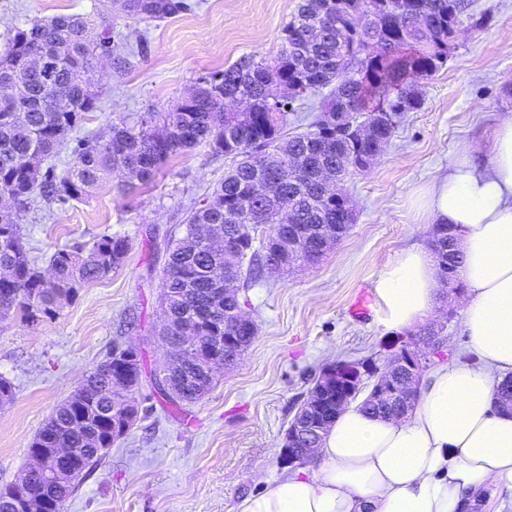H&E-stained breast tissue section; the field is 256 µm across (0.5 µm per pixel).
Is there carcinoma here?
I'll list each match as a JSON object with an SVG mask.
<instances>
[{
  "instance_id": "cac0c4a2",
  "label": "carcinoma",
  "mask_w": 512,
  "mask_h": 512,
  "mask_svg": "<svg viewBox=\"0 0 512 512\" xmlns=\"http://www.w3.org/2000/svg\"><path fill=\"white\" fill-rule=\"evenodd\" d=\"M471 0H302L297 13L281 30V46L271 59L246 56L204 79L181 103L167 112H145L130 123H112L109 137L76 139L73 163L55 171L57 149L79 130L82 116L96 109L98 94L86 75L110 42L99 33L103 13L59 14L18 28L0 50V84H20L19 97H0V215L17 214L34 197L61 204L88 199L112 175L122 186L147 185L179 152L206 144L231 159L224 179L203 205L185 218L183 236L167 245L162 278V302L170 318L171 341L180 333L201 336L204 342L193 363H181L174 376L183 402L201 400L214 386L198 385L201 367L224 360V350H210L215 336L241 337L243 354L256 328L237 325L238 294L215 295V278L249 284L261 279L266 262L281 268L315 263L319 253L317 229L322 224H343L350 230L355 216L338 199L324 195L322 180L329 174L342 181L350 168L341 158L352 154L365 162L384 150L405 112L421 106L418 80L437 72L448 59V47L461 15ZM128 7L148 18L172 13L169 0H130ZM317 22L321 32L311 37ZM36 54L48 59L47 74L31 72L25 59ZM330 89L324 112H339L338 127L324 132L318 122L293 136L286 133L295 97ZM248 102L243 112L224 110V98ZM363 122L377 126L376 139L363 142L350 130ZM36 153L45 166L31 170L25 158ZM304 157L299 170L292 168ZM267 193H252L256 179ZM302 233L304 243L290 248L273 236L283 223V211ZM216 225L232 246L230 254L212 248L198 227ZM129 250L122 236L103 235L92 247L63 246L49 259L53 279L44 281L30 260L19 224L0 222V316L15 314L28 324L51 316L65 301L75 298L81 284L102 279L121 266ZM441 274L459 269L463 255L443 239L431 244ZM116 353L88 372L74 400L61 404L41 427L31 446L76 448L71 481L62 490L40 480L29 493L54 503L62 512L77 480L106 457L132 427L138 416L128 413L126 389H113ZM346 403L327 391L324 405L300 407L319 419L329 409L338 415ZM364 412L375 417H400L407 409L397 404L361 401ZM81 418L77 434L71 422Z\"/></svg>"
}]
</instances>
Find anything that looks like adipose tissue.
I'll return each mask as SVG.
<instances>
[{
	"label": "adipose tissue",
	"instance_id": "obj_1",
	"mask_svg": "<svg viewBox=\"0 0 512 512\" xmlns=\"http://www.w3.org/2000/svg\"><path fill=\"white\" fill-rule=\"evenodd\" d=\"M415 202L425 221L448 225L464 255L462 328L473 361L432 368L404 417L346 406L303 473L238 512H462L469 496L512 485V413L493 399L497 380L512 374V110L498 117L489 153L463 145ZM442 286L428 249L398 252L377 286L386 325L417 324Z\"/></svg>",
	"mask_w": 512,
	"mask_h": 512
}]
</instances>
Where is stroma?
<instances>
[{
  "label": "stroma",
  "instance_id": "35a3bbf8",
  "mask_svg": "<svg viewBox=\"0 0 512 512\" xmlns=\"http://www.w3.org/2000/svg\"><path fill=\"white\" fill-rule=\"evenodd\" d=\"M125 2L0 0V47L8 26L99 6L113 34L139 42L91 74L100 100L81 130L103 138L116 118L169 111L243 56H276L301 0H183L152 21ZM418 87L421 108L405 113L374 164L346 183L357 214L349 233L319 263L265 273L244 289L254 342L217 372L204 399L179 409L151 385L165 360L156 334L165 248L181 236L186 210L223 180L227 160L201 144L171 159L150 188L127 190L112 178L88 201L20 214L40 269L57 247L88 248L104 234L125 236L129 251L54 316L32 325L0 319V377L14 387L12 401L0 404V489L17 482L45 421L116 345L135 346L143 359L141 417L79 480L63 512H237L244 498L285 476L282 439L320 369L338 360L380 368L398 350L397 332L383 321L379 276L401 249L430 242L431 227L414 207L417 190L447 174L463 143L489 149L500 111L512 108V0H473L447 62ZM365 292L369 314L361 318L351 308ZM462 311L444 294L427 317L442 326L447 362L469 356Z\"/></svg>",
  "mask_w": 512,
  "mask_h": 512
}]
</instances>
